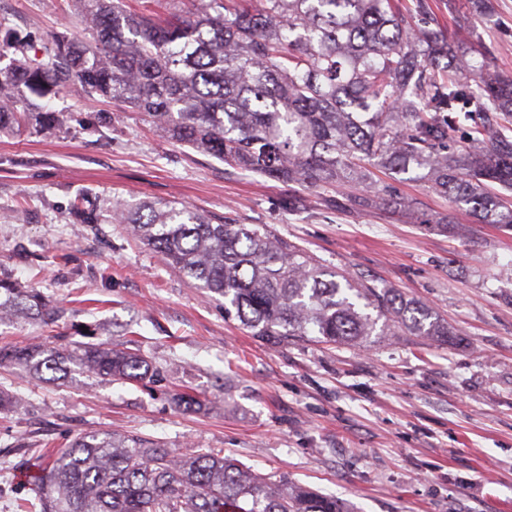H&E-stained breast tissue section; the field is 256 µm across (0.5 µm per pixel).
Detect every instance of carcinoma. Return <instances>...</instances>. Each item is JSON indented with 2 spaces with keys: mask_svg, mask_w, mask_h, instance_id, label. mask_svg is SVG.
<instances>
[{
  "mask_svg": "<svg viewBox=\"0 0 512 512\" xmlns=\"http://www.w3.org/2000/svg\"><path fill=\"white\" fill-rule=\"evenodd\" d=\"M155 19L123 0H75L91 41L52 38L27 55L0 25V135L59 123L38 104L77 88L144 113L174 141L284 183L393 197L420 174L484 224L512 230V77L453 57L430 0H194ZM471 121L470 144L451 133ZM112 223L224 298V316L274 344L364 345L403 327L442 342L454 332L426 305L342 275L259 224L172 201L112 203ZM60 311L35 288L0 282V320ZM75 362L102 382L153 380L147 359L102 342L68 352L47 343L0 347V365L37 378ZM34 476L39 512H348L334 496L262 476L222 448L175 453L134 435L75 438Z\"/></svg>",
  "mask_w": 512,
  "mask_h": 512,
  "instance_id": "1",
  "label": "carcinoma"
}]
</instances>
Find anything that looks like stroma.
Wrapping results in <instances>:
<instances>
[{
	"mask_svg": "<svg viewBox=\"0 0 512 512\" xmlns=\"http://www.w3.org/2000/svg\"><path fill=\"white\" fill-rule=\"evenodd\" d=\"M432 7L512 74V0H491L488 18L467 0ZM0 22L27 32L32 58L54 32L89 39L72 0H0ZM47 107L61 118L53 130L0 136V279L39 289L65 315L0 323V346L109 342L139 350L158 376L100 383L71 363L39 380L0 366V390L24 400L0 413V512H26L45 449L112 432L180 453L220 448L353 512H512V230L476 223L422 178L398 185L414 214L379 199L357 207L341 190L227 166L118 102L71 91ZM145 199L267 225L341 272L427 304L458 338L267 343L112 223L113 201ZM77 202L96 223L75 219Z\"/></svg>",
	"mask_w": 512,
	"mask_h": 512,
	"instance_id": "35a3bbf8",
	"label": "stroma"
}]
</instances>
